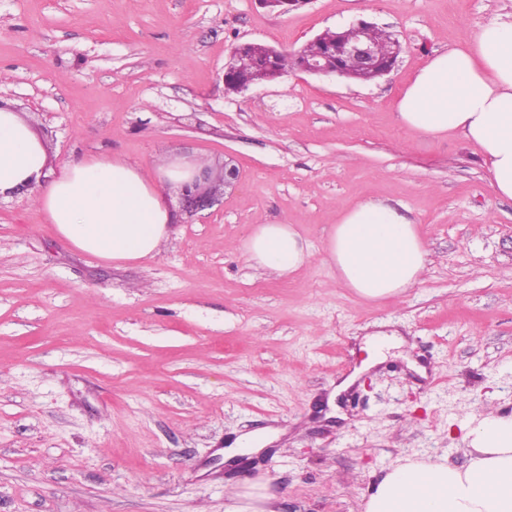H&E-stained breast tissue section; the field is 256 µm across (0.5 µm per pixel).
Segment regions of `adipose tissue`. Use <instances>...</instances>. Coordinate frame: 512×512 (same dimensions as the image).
Returning a JSON list of instances; mask_svg holds the SVG:
<instances>
[{"label": "adipose tissue", "instance_id": "1", "mask_svg": "<svg viewBox=\"0 0 512 512\" xmlns=\"http://www.w3.org/2000/svg\"><path fill=\"white\" fill-rule=\"evenodd\" d=\"M396 111L410 134H462L478 147L494 192L512 199V19H493L462 46L432 56L402 90ZM47 161L33 125L0 106V199L30 187L61 239L114 263L153 257L168 238L172 214L139 165L92 157L51 178ZM242 249L249 262L280 277L313 259L291 224L256 225ZM428 255L418 224L373 199L343 211L323 248L337 280L367 301L415 287ZM465 441L466 468L400 460L370 484L364 512H512V414L476 418Z\"/></svg>", "mask_w": 512, "mask_h": 512}]
</instances>
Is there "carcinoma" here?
<instances>
[{
    "instance_id": "cac0c4a2",
    "label": "carcinoma",
    "mask_w": 512,
    "mask_h": 512,
    "mask_svg": "<svg viewBox=\"0 0 512 512\" xmlns=\"http://www.w3.org/2000/svg\"><path fill=\"white\" fill-rule=\"evenodd\" d=\"M352 32H338L326 30L320 34L318 40L308 41L299 50L292 54L278 52V49L264 44L244 43L233 50L229 62L230 73L225 75L224 87L229 94H237L242 86L253 81L272 54H278L277 64L266 72L269 80L273 81L281 77L285 72L294 68L295 58L298 55L323 56L332 60V48L336 41L349 38ZM367 36L376 48L378 57L386 62L393 53L395 39L391 34L376 26L367 29Z\"/></svg>"
}]
</instances>
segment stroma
Instances as JSON below:
<instances>
[{
	"label": "stroma",
	"mask_w": 512,
	"mask_h": 512,
	"mask_svg": "<svg viewBox=\"0 0 512 512\" xmlns=\"http://www.w3.org/2000/svg\"><path fill=\"white\" fill-rule=\"evenodd\" d=\"M512 0H0V99L52 170L93 156L142 165L172 231L115 266L31 206L0 199V512H224L253 483L279 512H364L404 457L462 468L465 429L512 411V200L461 135L410 136L403 87ZM359 19L399 39L368 84L297 70L235 95L242 42L292 53ZM233 161L237 186L186 211L175 158ZM381 200L419 224L421 283L363 301L320 252L338 214ZM258 224L295 225L315 256L280 278L248 262ZM377 334L397 345L370 364ZM252 434L251 465L222 451Z\"/></svg>",
	"instance_id": "stroma-1"
}]
</instances>
